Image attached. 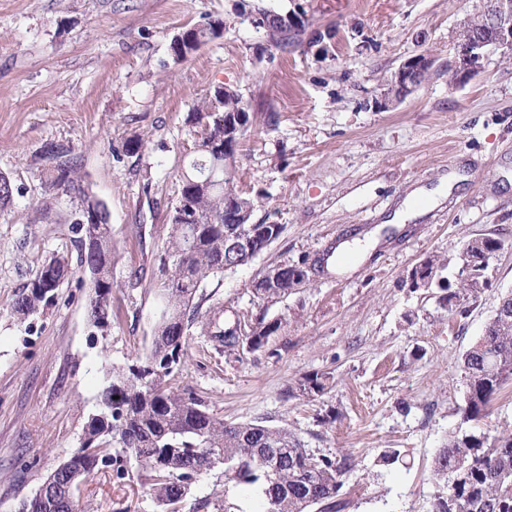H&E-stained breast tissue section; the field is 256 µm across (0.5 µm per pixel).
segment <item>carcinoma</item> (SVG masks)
<instances>
[{
  "label": "carcinoma",
  "mask_w": 512,
  "mask_h": 512,
  "mask_svg": "<svg viewBox=\"0 0 512 512\" xmlns=\"http://www.w3.org/2000/svg\"><path fill=\"white\" fill-rule=\"evenodd\" d=\"M224 22L190 29L191 42L172 48L178 61L186 60L202 45L220 36ZM271 41L288 45L303 29L274 23L267 27ZM239 124V136L223 151H215L205 138L195 142L196 156L189 170L180 176L179 199L191 203L200 221L184 222L173 210L165 225L163 254L168 269H160L157 283L164 301L165 316L153 329V341L144 356L123 367H110L97 394L98 409L87 418L79 448L55 469L46 481L59 493L50 505L37 512H78L77 497L68 486L72 478L83 481L95 471L110 468L122 479L134 467L147 473L160 512H180L200 475L214 469L256 495L258 512H342L339 499L343 477L351 469L350 457H317L294 433L283 426L262 421L226 422L210 413L205 399L196 392L176 386L184 367L189 336L200 323L205 335L228 351L247 344L251 350L265 345L282 326V320H266L264 310L244 321L224 318V305L216 303L200 314L208 282L246 264L251 257L230 247L231 235L244 236L265 249L283 231L280 224H254L255 199L235 185L237 159L242 141L255 124V115L240 94L231 91L219 98L211 95L207 104L191 114L194 126L208 125L224 133V119ZM44 192L75 189L73 163L67 151L50 144L43 154ZM84 209L74 213L72 224L79 233L76 258L52 255L43 260L24 292L14 301L13 315L20 321L52 305L57 288L71 271L87 267L97 272L91 282L94 297L89 300L88 317L100 331L112 326V266L117 254L112 245V225L106 209L99 223H82ZM317 264L303 258L286 266V279L273 283L262 276L253 283L257 298L264 301L288 295V290L310 283ZM480 291L475 280L460 279L445 297L447 305L466 301ZM466 377L464 422L486 416L496 394L512 379V322L494 318L485 334L463 359ZM329 377H303L297 389L304 395L322 394ZM258 448L284 453L273 480L265 476V464ZM436 487L432 512H512V433L489 438L457 430L448 435L435 457L432 473Z\"/></svg>",
  "instance_id": "obj_1"
}]
</instances>
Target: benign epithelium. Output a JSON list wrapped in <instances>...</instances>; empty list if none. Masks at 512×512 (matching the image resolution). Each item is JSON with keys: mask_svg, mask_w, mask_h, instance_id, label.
Returning a JSON list of instances; mask_svg holds the SVG:
<instances>
[{"mask_svg": "<svg viewBox=\"0 0 512 512\" xmlns=\"http://www.w3.org/2000/svg\"><path fill=\"white\" fill-rule=\"evenodd\" d=\"M482 12V25L472 30L466 39L455 43L454 54L448 61L450 84L453 86H462L479 73L490 53H512V0H484ZM433 64V59L426 54L406 60L392 76L380 105L386 108L414 92L430 75ZM503 246V241L497 239L491 249L478 258L473 257L467 249H462L458 276L478 278L482 284L489 285L491 261Z\"/></svg>", "mask_w": 512, "mask_h": 512, "instance_id": "1", "label": "benign epithelium"}]
</instances>
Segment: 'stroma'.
<instances>
[{
    "instance_id": "35a3bbf8",
    "label": "stroma",
    "mask_w": 512,
    "mask_h": 512,
    "mask_svg": "<svg viewBox=\"0 0 512 512\" xmlns=\"http://www.w3.org/2000/svg\"><path fill=\"white\" fill-rule=\"evenodd\" d=\"M481 0H0V174L17 188L0 208V512H17L78 447L105 365L127 366L150 345L163 304L155 288L162 227L193 156L187 117L215 86L236 90L257 124L238 158L236 184L262 193L252 221L284 231L247 264L207 286L227 312L282 320L264 347L215 350L193 327L181 384L228 422L285 426L311 453L350 455L343 512H432V468L460 427L512 433V381L488 417L463 423L462 358L512 292V58L491 53L466 85L448 83L460 19ZM303 26L278 46L252 19L258 9ZM223 20L222 35L186 60L170 44L182 29ZM332 29L315 41L314 32ZM426 53L428 79L390 107L388 79ZM141 140L125 154L127 140ZM63 145L78 191L44 196L46 144ZM101 200L118 259L112 328L88 321L89 278L64 281L54 306L27 321L12 303L51 255L76 252L71 218ZM379 229L363 258L315 274L288 296L259 302L269 269L316 261L336 243ZM490 235L505 243L489 288L465 312L444 289L410 288L432 254L454 279L460 247ZM143 279L132 284L130 274ZM333 382L321 396L289 395L308 374ZM398 462L384 464L388 449ZM221 496L252 512L242 486L213 470L194 500ZM84 512H157L145 473L112 470L81 484Z\"/></svg>"
}]
</instances>
